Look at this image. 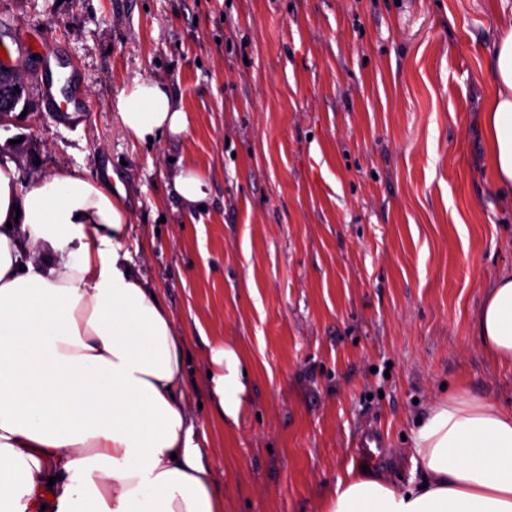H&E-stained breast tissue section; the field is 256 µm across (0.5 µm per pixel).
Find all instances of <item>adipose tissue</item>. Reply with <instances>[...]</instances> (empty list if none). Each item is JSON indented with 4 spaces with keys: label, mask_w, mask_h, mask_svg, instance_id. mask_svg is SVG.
<instances>
[{
    "label": "adipose tissue",
    "mask_w": 512,
    "mask_h": 512,
    "mask_svg": "<svg viewBox=\"0 0 512 512\" xmlns=\"http://www.w3.org/2000/svg\"><path fill=\"white\" fill-rule=\"evenodd\" d=\"M491 64L483 115L495 185L512 189V16ZM112 106L140 142L188 132L167 85L134 79ZM183 208L208 205L206 177L172 181ZM129 213L110 186L62 168L22 187L0 162V512H222L183 401L173 318L121 251ZM488 353L512 363V275L477 316ZM251 364L211 350L209 390L225 425L246 413ZM421 482L347 474L321 512H512V409L457 392L413 433Z\"/></svg>",
    "instance_id": "obj_1"
}]
</instances>
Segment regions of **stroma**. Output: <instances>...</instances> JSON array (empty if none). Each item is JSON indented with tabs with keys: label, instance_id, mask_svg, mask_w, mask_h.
<instances>
[{
	"label": "stroma",
	"instance_id": "35a3bbf8",
	"mask_svg": "<svg viewBox=\"0 0 512 512\" xmlns=\"http://www.w3.org/2000/svg\"><path fill=\"white\" fill-rule=\"evenodd\" d=\"M501 0H0V40L44 32L88 113L46 112L39 58L17 62L26 114L0 126L22 185L107 177L122 251L173 316L183 400L223 512H320L339 478L408 485L410 438L443 391L512 407V365L476 320L512 273V196L482 121ZM167 84L188 133L142 144L112 108ZM207 178L197 216L171 195ZM254 366L238 425L213 410L211 347ZM378 435L375 462L361 442ZM172 189L182 207L190 211H203L209 204L206 177L192 166L183 167L172 181ZM204 205L203 210L199 206Z\"/></svg>",
	"mask_w": 512,
	"mask_h": 512
}]
</instances>
